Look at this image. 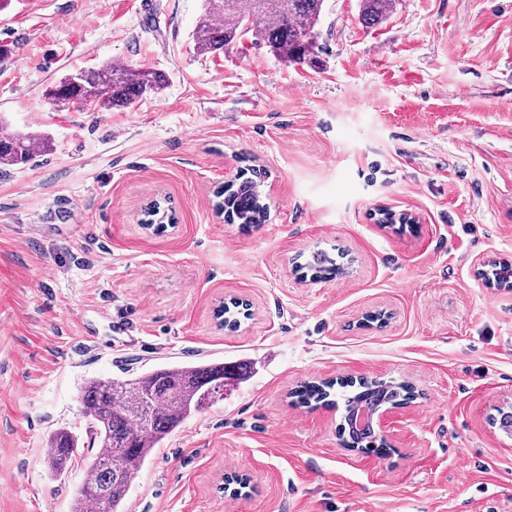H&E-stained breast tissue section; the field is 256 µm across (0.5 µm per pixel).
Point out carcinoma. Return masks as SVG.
I'll return each mask as SVG.
<instances>
[{
  "mask_svg": "<svg viewBox=\"0 0 512 512\" xmlns=\"http://www.w3.org/2000/svg\"><path fill=\"white\" fill-rule=\"evenodd\" d=\"M324 0H206L192 38L201 53H223L243 38L266 44L279 56L302 62L313 55L315 26ZM392 0H361L360 14L367 25L385 19ZM164 86L162 74L133 71L116 62L68 76L49 91L56 101L76 100L103 108L130 105ZM36 133L15 135L0 132V165L13 166L29 160L45 148ZM257 183L245 178L235 184L224 206L242 224H255L263 217ZM305 267L317 274L341 271L324 252L312 255ZM243 379V364L236 361L209 364H170L122 378H92L81 391L80 404L86 420L88 447H97L94 463L86 469L72 512H123V502L136 470L151 457L185 420L209 406L205 391L216 383ZM351 388L347 394L335 387ZM297 403L345 406L341 433L350 443L384 453L374 433L372 417L384 405H398L414 398L405 384L382 380L308 382L294 391ZM79 437L68 430L51 435L46 464L50 473L65 475L78 448Z\"/></svg>",
  "mask_w": 512,
  "mask_h": 512,
  "instance_id": "obj_1",
  "label": "carcinoma"
}]
</instances>
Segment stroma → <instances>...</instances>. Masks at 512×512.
Wrapping results in <instances>:
<instances>
[{
	"label": "stroma",
	"instance_id": "35a3bbf8",
	"mask_svg": "<svg viewBox=\"0 0 512 512\" xmlns=\"http://www.w3.org/2000/svg\"><path fill=\"white\" fill-rule=\"evenodd\" d=\"M205 0H0V128L47 147L0 166V512H71L93 452L54 478L49 435L84 434L92 377L238 361L133 479L126 512H512V0H395L375 26L325 0L311 60L243 39L196 53ZM118 61L164 90L52 102ZM258 174L263 222L217 192ZM159 200L171 224L145 226ZM387 207L410 224L378 223ZM345 275L312 280L314 251ZM238 297L237 331L218 307ZM413 387L387 454L348 448L304 381ZM251 478L233 499L227 473Z\"/></svg>",
	"mask_w": 512,
	"mask_h": 512
}]
</instances>
